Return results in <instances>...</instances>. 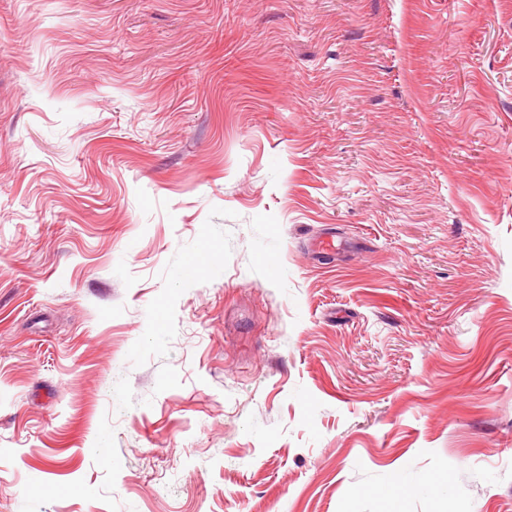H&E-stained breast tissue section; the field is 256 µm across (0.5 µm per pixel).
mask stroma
<instances>
[{"mask_svg": "<svg viewBox=\"0 0 512 512\" xmlns=\"http://www.w3.org/2000/svg\"><path fill=\"white\" fill-rule=\"evenodd\" d=\"M0 512H512V0H0Z\"/></svg>", "mask_w": 512, "mask_h": 512, "instance_id": "1", "label": "stroma"}]
</instances>
